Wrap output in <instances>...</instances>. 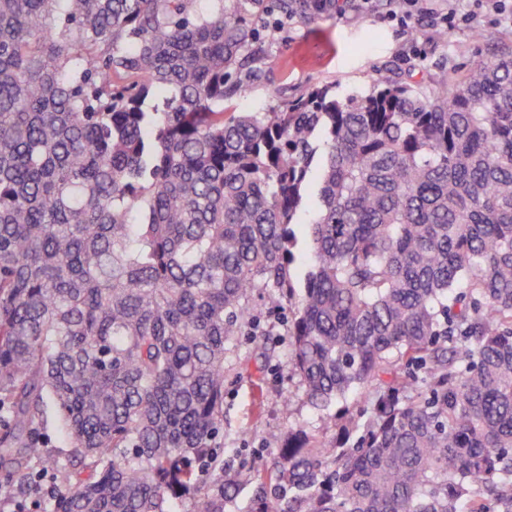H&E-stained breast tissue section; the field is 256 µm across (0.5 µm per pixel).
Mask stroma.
I'll use <instances>...</instances> for the list:
<instances>
[{
    "label": "stroma",
    "instance_id": "35a3bbf8",
    "mask_svg": "<svg viewBox=\"0 0 512 512\" xmlns=\"http://www.w3.org/2000/svg\"><path fill=\"white\" fill-rule=\"evenodd\" d=\"M388 0H333L320 13L278 24L265 17L260 43L264 60L238 110L255 112L329 85L337 95L365 89L380 72L428 86L460 80L481 60L512 52V0L503 11H486L479 0H424L414 20H392ZM455 11L452 26L441 19ZM253 324L228 346L224 359L225 464L269 465L290 423L317 430L320 417L306 402L290 365L288 311L272 306L257 288ZM294 400L292 419L281 414L285 397Z\"/></svg>",
    "mask_w": 512,
    "mask_h": 512
}]
</instances>
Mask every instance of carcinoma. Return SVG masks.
<instances>
[{
  "label": "carcinoma",
  "instance_id": "obj_1",
  "mask_svg": "<svg viewBox=\"0 0 512 512\" xmlns=\"http://www.w3.org/2000/svg\"><path fill=\"white\" fill-rule=\"evenodd\" d=\"M197 2L0 0L7 477L52 473L50 512H226L241 484L245 512H512V53L236 112L259 19L316 0ZM255 288L339 429L295 424L244 474L218 448ZM42 431L49 444V448L47 449L59 456L63 463H68L70 448H68V445L63 441L62 436L57 431L53 411H49Z\"/></svg>",
  "mask_w": 512,
  "mask_h": 512
}]
</instances>
